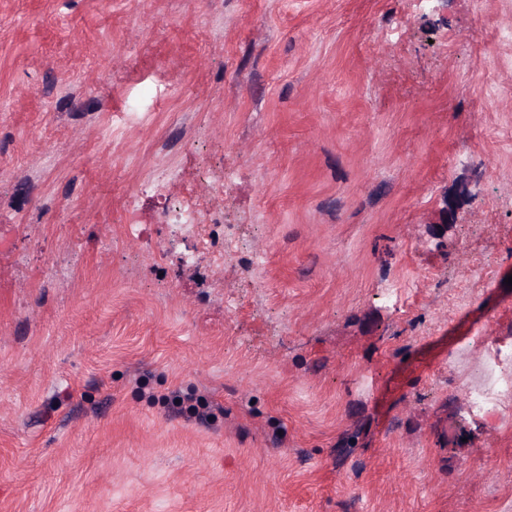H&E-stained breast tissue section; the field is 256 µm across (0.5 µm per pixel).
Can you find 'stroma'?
<instances>
[{"instance_id": "stroma-1", "label": "stroma", "mask_w": 512, "mask_h": 512, "mask_svg": "<svg viewBox=\"0 0 512 512\" xmlns=\"http://www.w3.org/2000/svg\"><path fill=\"white\" fill-rule=\"evenodd\" d=\"M510 275L512 0H0V512H512ZM182 224H178L180 229L189 236L195 238L203 249L209 250L211 246L210 232L207 229L208 224H200L197 205L192 198L183 201L181 208ZM507 344L492 349L488 359V379L475 385L470 392L471 406L483 414H494L502 417L510 411L512 402V376L497 374L496 367L502 359L503 349Z\"/></svg>"}]
</instances>
